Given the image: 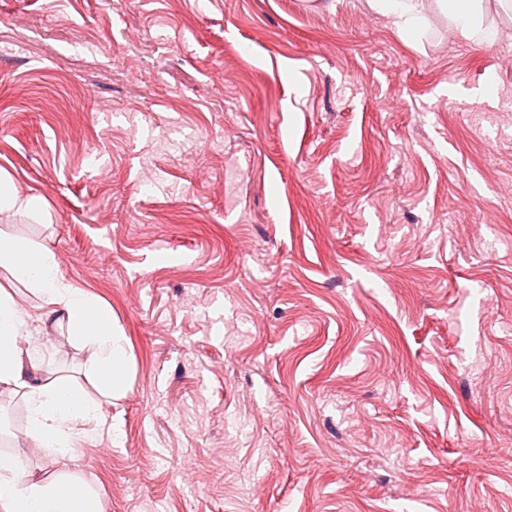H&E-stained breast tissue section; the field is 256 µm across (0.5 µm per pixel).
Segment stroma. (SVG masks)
Returning a JSON list of instances; mask_svg holds the SVG:
<instances>
[{
	"label": "stroma",
	"instance_id": "35a3bbf8",
	"mask_svg": "<svg viewBox=\"0 0 512 512\" xmlns=\"http://www.w3.org/2000/svg\"><path fill=\"white\" fill-rule=\"evenodd\" d=\"M365 0H0V225L128 389L32 478L104 512H512V21ZM39 372L84 382L46 328ZM431 2L451 18L455 36L464 39L469 38L488 10L512 19L511 0H366L371 10L391 16L398 31L404 35L420 30L433 6ZM34 198L21 197L10 184L0 183V212L4 210H30L35 208Z\"/></svg>",
	"mask_w": 512,
	"mask_h": 512
}]
</instances>
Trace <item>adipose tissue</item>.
<instances>
[{
	"mask_svg": "<svg viewBox=\"0 0 512 512\" xmlns=\"http://www.w3.org/2000/svg\"><path fill=\"white\" fill-rule=\"evenodd\" d=\"M392 17L398 31L420 30L431 8L452 21L456 36L469 38L485 12L512 18V0H366ZM0 268L27 285L44 302L36 320L25 318L14 297L0 289V384L21 390L28 406V438L36 447L62 458L73 457L78 438L103 407L124 395L128 383L125 339L111 312L59 273L54 253L41 244L0 227ZM66 328L70 341L87 349L86 373L99 397L87 399L71 378L35 375L37 339L47 323ZM0 512H103L101 500L85 478L62 473L30 479L16 455L0 456Z\"/></svg>",
	"mask_w": 512,
	"mask_h": 512,
	"instance_id": "1",
	"label": "adipose tissue"
}]
</instances>
